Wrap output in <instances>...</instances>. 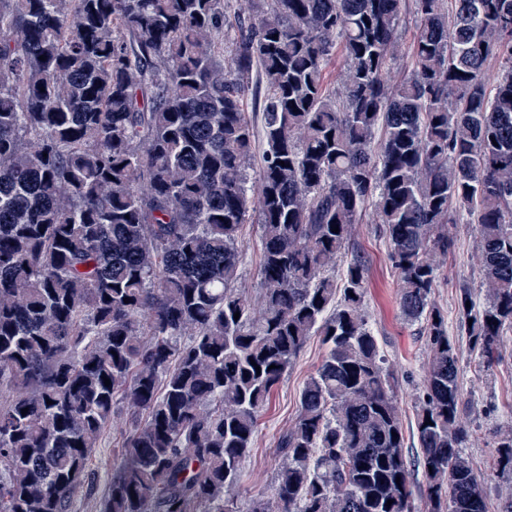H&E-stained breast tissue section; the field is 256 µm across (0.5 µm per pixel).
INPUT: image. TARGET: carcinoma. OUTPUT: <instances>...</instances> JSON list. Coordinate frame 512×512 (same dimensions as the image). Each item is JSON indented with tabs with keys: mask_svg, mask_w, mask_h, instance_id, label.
I'll use <instances>...</instances> for the list:
<instances>
[{
	"mask_svg": "<svg viewBox=\"0 0 512 512\" xmlns=\"http://www.w3.org/2000/svg\"><path fill=\"white\" fill-rule=\"evenodd\" d=\"M400 2L259 0L244 22L233 0H0V512H75L118 405L96 512H412L365 261L336 278L368 209L430 351L427 512H488L462 452L463 352L431 293L448 225H475L486 302L464 288L458 308L490 371L512 329V0H414L394 83ZM252 215L256 299L237 288ZM313 336L272 494L242 511L259 417ZM497 448L512 474V428ZM416 33L417 29L413 14L412 0H405L402 6V14L397 33L400 51L391 66L392 76H394L395 79L406 77L411 70L412 50ZM266 94L265 84L254 76V82L252 90L249 92L247 98L245 99V110L246 112H254L253 119L255 123L256 129V155L254 161L252 162V168L249 170L252 181L258 178L259 167H260V157L263 151V139L261 132V123H260V114L255 112H262V105Z\"/></svg>",
	"mask_w": 512,
	"mask_h": 512,
	"instance_id": "carcinoma-1",
	"label": "carcinoma"
}]
</instances>
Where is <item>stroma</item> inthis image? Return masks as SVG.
<instances>
[{"mask_svg":"<svg viewBox=\"0 0 512 512\" xmlns=\"http://www.w3.org/2000/svg\"><path fill=\"white\" fill-rule=\"evenodd\" d=\"M449 231L455 246L439 262L431 301L447 318L448 333L464 353L460 383L465 399L472 405L466 418L469 438L464 453L482 480L489 512H499L502 503L512 495V475L497 468L495 448L498 432L512 425V335L504 337L502 358L492 372H479L457 304L460 292L465 288L471 290L477 302L485 300L479 277L476 231L471 224H453ZM240 241L243 264L239 285L255 294L260 288L261 256L257 226L244 225ZM389 250L380 224L375 217L365 216L362 223L355 225L336 268L344 270L356 255L367 264L364 310L392 374L391 384L405 436V452L412 456L418 447L417 396L423 384L429 351L419 324L408 321L400 309L397 273L388 260ZM323 355L319 338L311 337L294 366L274 390L258 421L253 449L244 463V477L235 491L240 507H247L252 498L270 495L281 465L278 438L295 419L300 391L317 370Z\"/></svg>","mask_w":512,"mask_h":512,"instance_id":"obj_1","label":"stroma"}]
</instances>
